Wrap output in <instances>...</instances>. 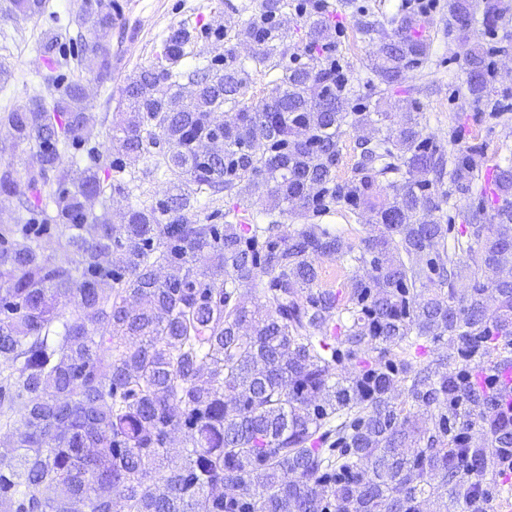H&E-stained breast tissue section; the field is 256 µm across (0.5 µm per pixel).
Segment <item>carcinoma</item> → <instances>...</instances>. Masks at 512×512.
Instances as JSON below:
<instances>
[{"label":"carcinoma","mask_w":512,"mask_h":512,"mask_svg":"<svg viewBox=\"0 0 512 512\" xmlns=\"http://www.w3.org/2000/svg\"><path fill=\"white\" fill-rule=\"evenodd\" d=\"M27 17L45 0H13ZM285 0H263L237 37L257 44L252 60L278 53L277 16ZM448 0L459 39L476 22L488 30L512 11L508 0ZM308 61L282 67L272 93L249 104V72L184 66L194 28L171 29L157 62L124 88L126 116L117 141L112 192L127 195L136 165L156 145L171 177V206H132L124 223L93 215L86 202L105 194L98 152L78 80L49 75L53 107L34 97L0 115L15 141L36 151L24 168L27 191L17 216L0 225V425L19 426L0 448V512H113L118 489L126 512H488L487 461L512 455V423L497 396L479 390L457 359L495 356L512 367V348L490 346L492 332L512 335V279L497 277L512 246V159L505 164L471 146L446 152L419 130L412 107L396 132L381 134L389 113L360 112L322 7L308 13ZM86 65L112 76V0L84 8ZM412 23L354 17L356 31L377 34L371 73L387 88L429 59L432 41L403 35ZM62 33L43 34L51 70L61 66ZM490 51H466V85L477 101L490 93ZM377 137L358 143L350 177L336 172L345 126ZM223 154L206 148L216 138ZM493 170L499 203L484 197L458 212L467 246L448 247L443 205L472 195ZM19 171L0 166V195ZM262 176L272 183L260 215L238 206L210 224L197 196L232 198ZM450 188H443V181ZM343 203L374 213L378 234L349 243L328 224L284 234L292 210L320 216ZM58 233L72 258L51 261L40 239ZM320 257L371 267L340 290L319 287ZM475 278L456 288L460 266ZM80 276H74V272ZM266 279L249 305L242 289ZM69 294L64 318L55 298ZM339 334L327 335L335 315ZM421 338L448 354L419 359ZM361 369L337 373L344 361ZM184 438H176L177 432ZM329 443L321 448L317 443ZM156 475L148 476L151 469Z\"/></svg>","instance_id":"obj_1"}]
</instances>
